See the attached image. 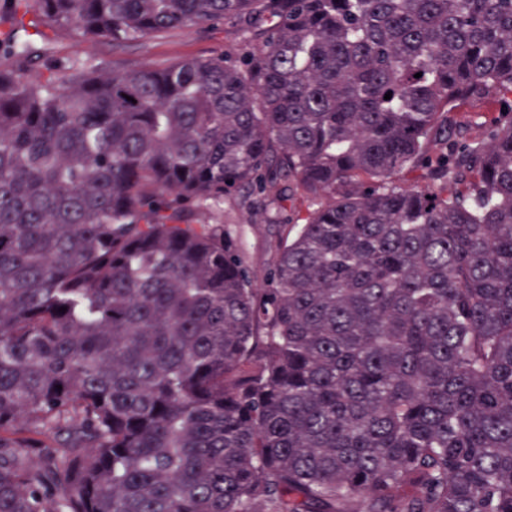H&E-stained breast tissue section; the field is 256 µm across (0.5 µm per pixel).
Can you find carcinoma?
Masks as SVG:
<instances>
[{
    "label": "carcinoma",
    "instance_id": "carcinoma-1",
    "mask_svg": "<svg viewBox=\"0 0 512 512\" xmlns=\"http://www.w3.org/2000/svg\"><path fill=\"white\" fill-rule=\"evenodd\" d=\"M17 2L116 42L271 25L0 69V512H512V117L391 184L512 95V0ZM282 178L325 202L259 288L186 205ZM256 29L242 23L219 22L196 28H173L137 42L117 43L109 38L83 39L43 22L30 8L25 24H19L14 0H0V67L15 69L10 45L28 44L23 65L27 75L47 76L52 68L92 63L112 73V68L145 63L162 64L183 57H208L224 52L241 53L255 39ZM4 50V51H3ZM486 103L466 102L444 115L448 124V136H452L461 147H485L492 138L493 129L487 121ZM437 169L431 157H427L416 167L405 170L394 178V185L398 187H435L441 181L437 180Z\"/></svg>",
    "mask_w": 512,
    "mask_h": 512
}]
</instances>
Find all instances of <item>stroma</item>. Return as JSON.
<instances>
[{"mask_svg": "<svg viewBox=\"0 0 512 512\" xmlns=\"http://www.w3.org/2000/svg\"><path fill=\"white\" fill-rule=\"evenodd\" d=\"M256 30L242 23L219 22L196 28H173L137 42L117 43L108 38L87 40L67 31L48 27L37 10L25 19L15 14V0H0V67L18 66L9 46L28 45L29 54L21 65L29 75H49L56 67L92 63L104 71L126 65L162 64L183 57H208L224 52L241 53L255 39ZM448 134L465 148L486 146L493 135L485 105L466 102L445 114ZM282 198L275 199L247 188L240 189L217 204L194 205L193 217L201 223L223 218L237 236L240 253L264 280L272 265L281 227L298 224L319 206L316 199L301 195L294 182L284 185Z\"/></svg>", "mask_w": 512, "mask_h": 512, "instance_id": "1", "label": "stroma"}]
</instances>
